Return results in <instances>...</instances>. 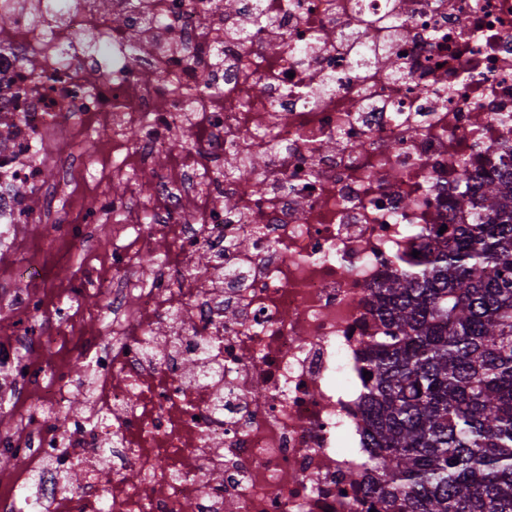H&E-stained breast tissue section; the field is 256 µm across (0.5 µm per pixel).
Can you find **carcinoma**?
Masks as SVG:
<instances>
[{"mask_svg":"<svg viewBox=\"0 0 512 512\" xmlns=\"http://www.w3.org/2000/svg\"><path fill=\"white\" fill-rule=\"evenodd\" d=\"M372 289L358 406L384 512H512V165Z\"/></svg>","mask_w":512,"mask_h":512,"instance_id":"obj_1","label":"carcinoma"}]
</instances>
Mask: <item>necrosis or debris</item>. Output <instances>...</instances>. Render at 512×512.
Returning a JSON list of instances; mask_svg holds the SVG:
<instances>
[{
  "label": "necrosis or debris",
  "mask_w": 512,
  "mask_h": 512,
  "mask_svg": "<svg viewBox=\"0 0 512 512\" xmlns=\"http://www.w3.org/2000/svg\"><path fill=\"white\" fill-rule=\"evenodd\" d=\"M0 15V254L38 277L18 285L0 261V448L18 461L0 512L32 482L52 512H376L357 412L371 290L447 223L465 173L512 159V0H0ZM247 151L264 196L214 171ZM147 173L148 197L84 202ZM105 214L91 262L76 246ZM202 248L222 274L206 297L187 268ZM83 288L105 295L106 340L83 328ZM75 350L93 391L60 428ZM75 464L70 494L56 474Z\"/></svg>",
  "instance_id": "1"
}]
</instances>
